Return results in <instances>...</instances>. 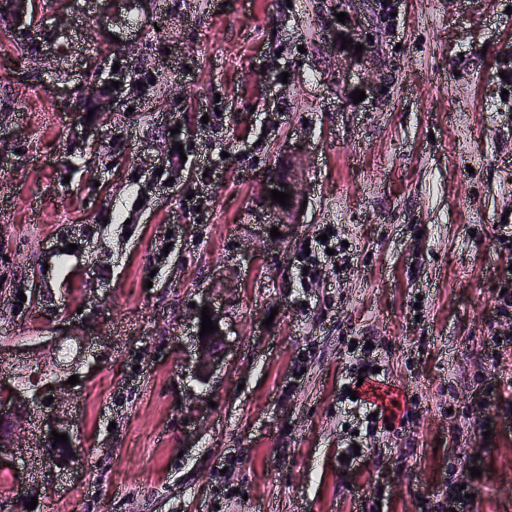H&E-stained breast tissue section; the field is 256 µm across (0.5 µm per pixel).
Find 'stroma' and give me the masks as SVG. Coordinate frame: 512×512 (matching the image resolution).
I'll return each instance as SVG.
<instances>
[{
    "label": "stroma",
    "instance_id": "35a3bbf8",
    "mask_svg": "<svg viewBox=\"0 0 512 512\" xmlns=\"http://www.w3.org/2000/svg\"><path fill=\"white\" fill-rule=\"evenodd\" d=\"M11 6L0 400L61 390L0 460V504L435 512L469 482L475 512H512V346L487 347L512 336V0H367L373 81L342 67L336 0H31L21 23ZM124 58L155 81L102 111ZM280 164L306 204L289 216L263 200ZM328 228L334 262L305 255ZM206 305L224 359L200 378ZM362 359L397 389L394 428L348 465L340 386ZM52 412L73 424L65 463L37 446Z\"/></svg>",
    "mask_w": 512,
    "mask_h": 512
}]
</instances>
